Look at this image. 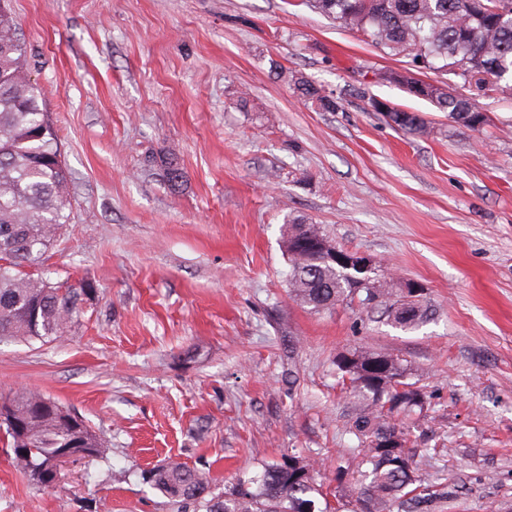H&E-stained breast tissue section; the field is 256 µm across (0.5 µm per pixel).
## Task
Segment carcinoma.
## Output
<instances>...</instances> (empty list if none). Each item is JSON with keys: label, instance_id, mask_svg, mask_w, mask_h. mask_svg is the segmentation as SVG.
I'll return each instance as SVG.
<instances>
[{"label": "carcinoma", "instance_id": "cac0c4a2", "mask_svg": "<svg viewBox=\"0 0 512 512\" xmlns=\"http://www.w3.org/2000/svg\"><path fill=\"white\" fill-rule=\"evenodd\" d=\"M11 0H0V341H57L67 337L80 317L93 283L31 278L22 271L38 264L60 236L69 196V173L62 160L57 130L28 72L27 48ZM338 25L355 30L391 55L408 57L419 69L449 72L463 84L490 87L512 81V0H309ZM303 97L323 112L340 103L305 77H292ZM408 93L426 99L458 126L478 131L491 118L445 81H419ZM373 111L406 134H433L424 118L374 100ZM330 241L317 224L292 217L284 224L290 273L289 297L314 312L358 302L377 311L395 329L412 332L428 323L433 309L424 298L410 299L393 281L377 274L370 286L353 287L354 275L316 252L297 249L299 235ZM342 384L354 408L344 429L359 445L347 451V469L369 482L354 496L334 494L336 505L315 478L311 459L284 455L239 475L211 497L199 472L170 460L145 473L146 482L175 501H194L206 512H437L447 487L420 475L428 449L409 447L396 418L418 420L428 397L399 356L384 350H352L336 357ZM21 431L5 427L12 465L28 477L55 459L71 439L72 412L37 390L7 397ZM324 508H316L318 500Z\"/></svg>", "mask_w": 512, "mask_h": 512}]
</instances>
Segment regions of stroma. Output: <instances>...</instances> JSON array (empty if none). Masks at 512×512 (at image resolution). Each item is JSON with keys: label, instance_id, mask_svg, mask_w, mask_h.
<instances>
[{"label": "stroma", "instance_id": "obj_1", "mask_svg": "<svg viewBox=\"0 0 512 512\" xmlns=\"http://www.w3.org/2000/svg\"><path fill=\"white\" fill-rule=\"evenodd\" d=\"M29 75L70 173L69 222L32 276L93 282L62 342H0V394L37 389L108 448L45 491L0 453V512H205L145 483L176 458L223 495L303 452L328 489L355 445L337 354L384 349L430 407L400 426L432 449L443 512H512V89H468L494 122L456 126L383 80L409 69L303 0H12ZM304 75L341 98L305 102ZM415 112V137L372 111ZM181 172L170 184L152 156ZM319 224L381 274L418 282L413 333L357 305L288 297L286 217ZM291 81L293 85L299 90L303 97L316 107V109L323 112H337L340 109V103L331 95L323 94L321 89H318L312 81L305 77H296L292 75Z\"/></svg>", "mask_w": 512, "mask_h": 512}]
</instances>
